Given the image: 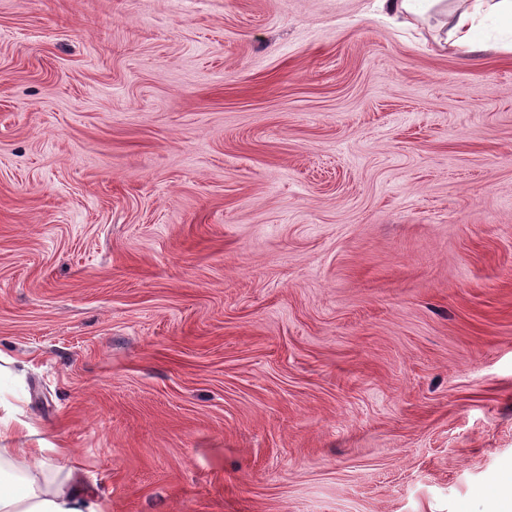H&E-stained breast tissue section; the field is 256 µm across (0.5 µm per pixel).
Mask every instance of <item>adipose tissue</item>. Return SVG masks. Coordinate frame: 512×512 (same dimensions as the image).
<instances>
[{
	"instance_id": "obj_1",
	"label": "adipose tissue",
	"mask_w": 512,
	"mask_h": 512,
	"mask_svg": "<svg viewBox=\"0 0 512 512\" xmlns=\"http://www.w3.org/2000/svg\"><path fill=\"white\" fill-rule=\"evenodd\" d=\"M377 2L394 20L439 15L437 44H450L466 53L474 50L475 32L486 19H495L504 31L512 33V0H460L454 7L449 6L448 0ZM4 438L5 432L0 429V512H102L99 504L90 502L78 486L45 479V471L55 466L58 448H9L4 446ZM22 455L29 457L32 465L19 473L15 461Z\"/></svg>"
}]
</instances>
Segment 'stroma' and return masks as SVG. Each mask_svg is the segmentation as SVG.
<instances>
[{"label": "stroma", "instance_id": "stroma-1", "mask_svg": "<svg viewBox=\"0 0 512 512\" xmlns=\"http://www.w3.org/2000/svg\"><path fill=\"white\" fill-rule=\"evenodd\" d=\"M374 0H0V402L104 512H490L512 52Z\"/></svg>", "mask_w": 512, "mask_h": 512}]
</instances>
